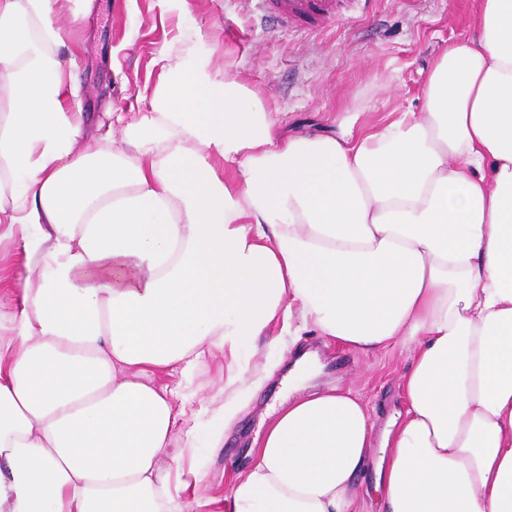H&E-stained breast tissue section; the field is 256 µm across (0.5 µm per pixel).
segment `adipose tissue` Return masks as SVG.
<instances>
[{
    "instance_id": "obj_1",
    "label": "adipose tissue",
    "mask_w": 512,
    "mask_h": 512,
    "mask_svg": "<svg viewBox=\"0 0 512 512\" xmlns=\"http://www.w3.org/2000/svg\"><path fill=\"white\" fill-rule=\"evenodd\" d=\"M60 8L0 0V241L32 274L0 340V512H184L158 376L308 328L408 348L406 408L380 433L350 389L289 396L231 512H512V0H475L423 113L278 138L169 58L159 111L83 152Z\"/></svg>"
}]
</instances>
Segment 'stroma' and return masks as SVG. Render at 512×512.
<instances>
[{
    "label": "stroma",
    "instance_id": "stroma-1",
    "mask_svg": "<svg viewBox=\"0 0 512 512\" xmlns=\"http://www.w3.org/2000/svg\"><path fill=\"white\" fill-rule=\"evenodd\" d=\"M473 6V0H346L336 19L317 25L266 22L259 0H182L176 8L170 0H89L83 18L72 19L67 9L57 18L69 33L59 55L76 50V94L86 115L77 146L107 130L112 113L154 111L164 56L204 59L238 77L274 112L282 134H332L354 115L375 123L390 112H424L427 73L449 45L469 35ZM25 260L22 242H0V315L14 309ZM297 343L318 351L324 364L305 390L344 383L381 426L403 410L409 361L401 349L327 347L310 329ZM231 363L246 370L261 365L267 379L260 389H243V408L227 429L218 409ZM287 373V354L263 336L240 341L232 357L214 351L190 376H159L176 392L182 412L184 430L175 435L164 468L188 512H226L250 440L280 408ZM194 465L202 467L203 481L181 484L179 473Z\"/></svg>",
    "mask_w": 512,
    "mask_h": 512
}]
</instances>
